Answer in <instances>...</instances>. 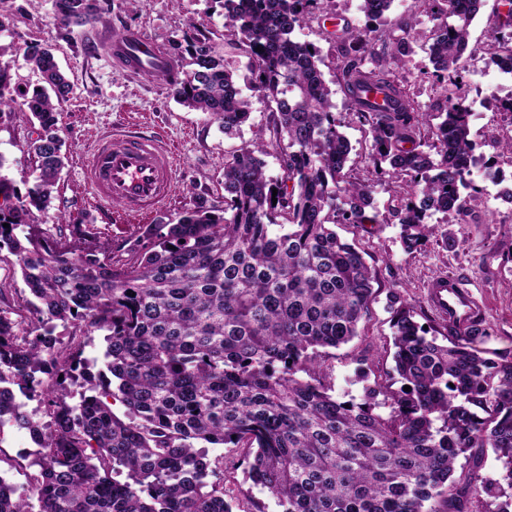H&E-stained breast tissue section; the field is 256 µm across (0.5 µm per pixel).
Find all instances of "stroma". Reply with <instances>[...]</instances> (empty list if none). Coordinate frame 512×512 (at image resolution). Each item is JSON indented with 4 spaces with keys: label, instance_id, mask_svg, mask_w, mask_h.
Listing matches in <instances>:
<instances>
[{
    "label": "stroma",
    "instance_id": "35a3bbf8",
    "mask_svg": "<svg viewBox=\"0 0 512 512\" xmlns=\"http://www.w3.org/2000/svg\"><path fill=\"white\" fill-rule=\"evenodd\" d=\"M360 0H331L333 17L319 23L309 16L296 35L320 47L325 80L331 90L342 131L351 143L347 169L353 181L372 183L379 224L371 232L342 228L354 240L370 266L377 271L369 318L360 336L337 349L318 355L323 382L337 396L362 397L367 387L391 371V319L395 297L411 303L416 320L429 334L445 336L448 326L423 303V289L434 275L451 274L469 284L487 308V333L477 340L481 350L512 357V203L499 198L501 187L512 184V157L501 146L512 140V112L498 111L486 88L497 72L493 60L494 35L501 14V0H484L469 28V48L459 61V80L449 83L435 72L425 47L415 46L393 74L409 97L422 109L435 110L446 95L462 97L475 113L471 137L476 154L485 165L473 174L478 194L468 200V214H434L436 231L418 251L405 252L400 226L393 220L397 197L391 186L377 182L369 159L371 135L362 125L337 81L336 55L329 42L337 26L362 27L365 17ZM0 15L8 29L0 32V64L10 67L16 88L40 84L41 78L24 60V45L40 40L50 45L55 59L69 77L73 91L61 102L59 135L68 161L50 207L36 213L34 222L41 237L73 252L86 248L118 260L127 258L143 226L174 219L190 196L219 200L224 154L239 139L224 136L217 123L202 113L181 106L170 86L113 66L104 51V38L132 28L169 51L186 33L196 31L219 46L229 67L245 73L249 59L242 51L224 45V11L217 0H105L99 19L85 26L65 25L53 0H0ZM38 125L25 106L0 114V175L18 192L33 183L29 145ZM163 133L174 148L173 171L167 203L142 215L120 207L104 209L83 181L82 157L91 141L107 130ZM0 281L10 288L0 294V309L12 312L20 328H28L32 315L15 256L0 252ZM32 441L28 432L12 426L0 431V476L17 488L29 481ZM208 456H223L224 492L238 503L241 512H280L276 499L253 485L248 477L250 457L246 449L207 448Z\"/></svg>",
    "mask_w": 512,
    "mask_h": 512
}]
</instances>
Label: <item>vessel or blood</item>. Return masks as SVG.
<instances>
[{
  "mask_svg": "<svg viewBox=\"0 0 512 512\" xmlns=\"http://www.w3.org/2000/svg\"><path fill=\"white\" fill-rule=\"evenodd\" d=\"M105 49L116 66L150 72L156 81H169L176 71L156 43L132 29L112 36ZM172 173L169 152L154 133H104L90 149L84 165V178L101 204L118 203L132 213L165 202ZM425 299L441 320L463 336L471 334L476 320L484 315L483 303L470 289L445 275L428 283Z\"/></svg>",
  "mask_w": 512,
  "mask_h": 512,
  "instance_id": "1",
  "label": "vessel or blood"
}]
</instances>
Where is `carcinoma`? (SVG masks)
<instances>
[{
    "label": "carcinoma",
    "instance_id": "carcinoma-1",
    "mask_svg": "<svg viewBox=\"0 0 512 512\" xmlns=\"http://www.w3.org/2000/svg\"><path fill=\"white\" fill-rule=\"evenodd\" d=\"M219 2L226 45L249 56L248 74L238 78L208 37L186 36L172 55L194 69L173 96L239 137L252 114L245 83L269 103L265 127L224 155L220 203L195 198L175 221L149 225L124 262L71 252L33 229L65 167L55 102L72 84L50 46L24 48L42 77L20 93L39 125L36 177L23 195L0 177V249L16 257L36 321L20 336L0 310V428L27 430L40 451L33 499L0 476V512H233L218 478L224 457L207 458L200 443L253 449L250 476L281 512H472L481 499L512 512L511 358L487 356L473 338L438 342L404 304L392 373L377 383L388 416L321 384L312 351L359 335L377 282L336 231L378 223L373 190L346 171L352 147L320 48L295 35L311 14L328 19V0ZM416 2L439 20L425 37L435 71L456 72L483 0ZM393 3L362 0L367 23L336 37V58L352 111L370 127L377 181L410 177L394 217L412 253L433 233L427 218L466 216L477 158L464 99L445 97L433 115L391 79L388 65L416 43V16L391 22ZM53 6L78 26L101 13L100 0ZM14 104L0 65V114ZM55 321L103 332V366L92 371L97 360L80 351L54 356ZM15 386L39 398L47 423L22 410ZM489 451L497 467L487 473ZM461 458L467 471L456 477Z\"/></svg>",
    "mask_w": 512,
    "mask_h": 512
}]
</instances>
